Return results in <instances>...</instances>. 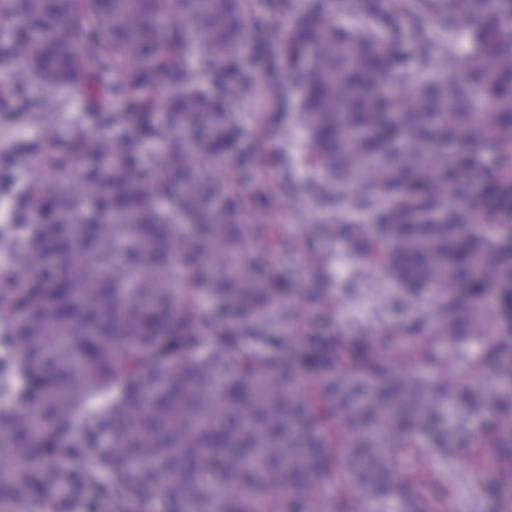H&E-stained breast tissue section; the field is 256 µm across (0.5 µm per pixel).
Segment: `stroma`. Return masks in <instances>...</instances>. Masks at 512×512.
Wrapping results in <instances>:
<instances>
[{
	"mask_svg": "<svg viewBox=\"0 0 512 512\" xmlns=\"http://www.w3.org/2000/svg\"><path fill=\"white\" fill-rule=\"evenodd\" d=\"M244 21L248 39L241 55L254 75L255 88L232 109L251 115L249 143L257 161L253 173L245 177L234 173L230 179L234 189L253 202L247 211L249 223L278 224L288 235L301 236L322 222V215L303 201L276 195L281 174L263 161L268 148L276 146L294 153L303 139L296 118L297 95L270 42L271 37L287 33L288 20L274 13L272 0H246Z\"/></svg>",
	"mask_w": 512,
	"mask_h": 512,
	"instance_id": "stroma-1",
	"label": "stroma"
}]
</instances>
